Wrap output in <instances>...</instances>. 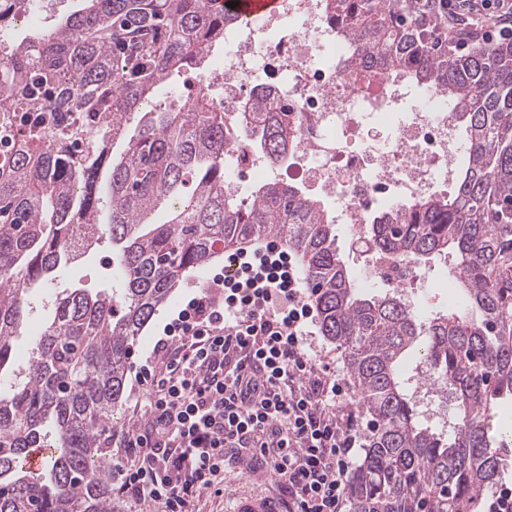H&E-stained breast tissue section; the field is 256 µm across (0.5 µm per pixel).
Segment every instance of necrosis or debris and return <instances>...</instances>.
<instances>
[{"mask_svg":"<svg viewBox=\"0 0 512 512\" xmlns=\"http://www.w3.org/2000/svg\"><path fill=\"white\" fill-rule=\"evenodd\" d=\"M351 42L326 19L323 0H283L256 22L224 31V53L186 83L183 104L204 87L222 82L217 111L238 121L251 99L265 95L267 109L294 121L289 157L301 183L331 204L336 223L361 245V267L374 284L400 285L409 308L425 309L412 282L415 267L365 247L367 226L390 206L446 194L460 152L445 94L423 87H388L350 78ZM233 167L226 192L241 194L269 167L243 139H232Z\"/></svg>","mask_w":512,"mask_h":512,"instance_id":"1","label":"necrosis or debris"}]
</instances>
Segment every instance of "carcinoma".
I'll return each instance as SVG.
<instances>
[{
    "label": "carcinoma",
    "instance_id": "carcinoma-1",
    "mask_svg": "<svg viewBox=\"0 0 512 512\" xmlns=\"http://www.w3.org/2000/svg\"><path fill=\"white\" fill-rule=\"evenodd\" d=\"M434 2L326 0L357 70L445 92L465 127L451 191L369 227L372 245L396 258H452L460 307L424 319L399 292L361 286L340 258L331 213L302 187L274 179L246 198L224 192L226 120L209 91L175 112L144 111L158 85L202 67L224 42L238 22L225 0H83L0 48V512H112L99 440L145 325L184 270L265 238L301 254L321 333L341 351L368 419L352 512H476L512 456L489 422L512 400V42L438 48ZM265 105L251 104L244 141L282 164L288 113ZM161 206L169 219L151 222ZM81 225L111 240L119 287L54 293L19 372L31 292L86 253ZM412 354L456 407L443 433L419 422L406 391ZM47 439L46 471L31 477L20 462Z\"/></svg>",
    "mask_w": 512,
    "mask_h": 512
}]
</instances>
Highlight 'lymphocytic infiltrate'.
<instances>
[{
    "label": "lymphocytic infiltrate",
    "instance_id": "lymphocytic-infiltrate-1",
    "mask_svg": "<svg viewBox=\"0 0 512 512\" xmlns=\"http://www.w3.org/2000/svg\"><path fill=\"white\" fill-rule=\"evenodd\" d=\"M486 42L512 38V0H440ZM192 298L136 380L145 402L118 435V495L152 512H196L227 458L269 464L288 512H347L365 436L334 370L310 341L307 280L276 243L239 250Z\"/></svg>",
    "mask_w": 512,
    "mask_h": 512
}]
</instances>
